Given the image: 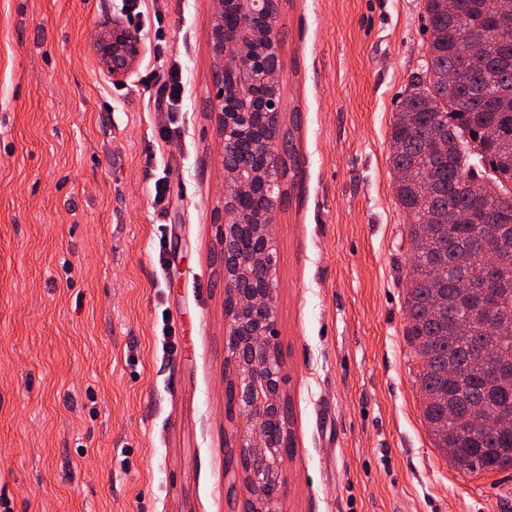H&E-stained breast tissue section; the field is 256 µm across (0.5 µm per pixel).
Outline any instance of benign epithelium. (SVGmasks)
<instances>
[{
    "mask_svg": "<svg viewBox=\"0 0 512 512\" xmlns=\"http://www.w3.org/2000/svg\"><path fill=\"white\" fill-rule=\"evenodd\" d=\"M281 0H214L210 51L223 143L224 219L218 227L224 272L227 326L224 372L232 380L231 415L245 423L238 429L237 461L245 474V512H281L282 463L258 456L267 447L266 424L284 408L283 376L276 336V286L273 224L280 200L282 174L290 170L282 146V103L277 75L283 61L277 25ZM229 14L240 27L225 25ZM248 28L242 38L241 27ZM512 24L501 21L471 51L491 52ZM99 67L114 84H123L138 65L142 44L123 18L112 15L95 44ZM251 137L250 164L230 169L235 147ZM266 198L271 206L245 217L237 200Z\"/></svg>",
    "mask_w": 512,
    "mask_h": 512,
    "instance_id": "7a95c632",
    "label": "benign epithelium"
}]
</instances>
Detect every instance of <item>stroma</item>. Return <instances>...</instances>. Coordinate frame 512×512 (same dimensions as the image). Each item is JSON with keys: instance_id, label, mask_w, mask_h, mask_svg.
Here are the masks:
<instances>
[{"instance_id": "obj_1", "label": "stroma", "mask_w": 512, "mask_h": 512, "mask_svg": "<svg viewBox=\"0 0 512 512\" xmlns=\"http://www.w3.org/2000/svg\"><path fill=\"white\" fill-rule=\"evenodd\" d=\"M125 4L0 0V503L243 512L214 2L138 0L143 53L115 85L94 43ZM278 37L295 160L273 228L294 443L282 512H512V470L469 473L435 448L404 335L389 157L427 57L424 0H282ZM173 68L180 107L155 109Z\"/></svg>"}]
</instances>
